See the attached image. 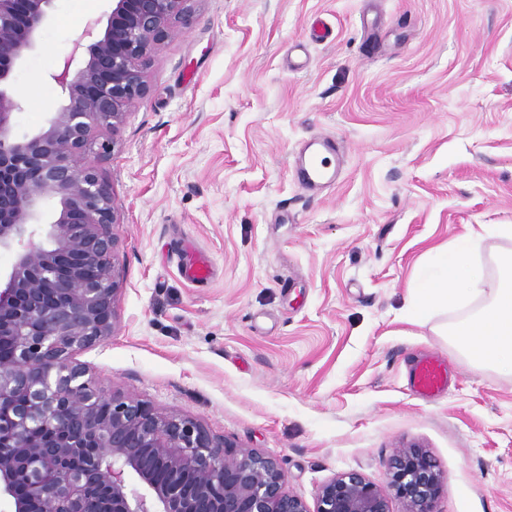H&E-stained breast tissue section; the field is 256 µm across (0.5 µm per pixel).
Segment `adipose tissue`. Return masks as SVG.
I'll use <instances>...</instances> for the list:
<instances>
[{
  "label": "adipose tissue",
  "mask_w": 512,
  "mask_h": 512,
  "mask_svg": "<svg viewBox=\"0 0 512 512\" xmlns=\"http://www.w3.org/2000/svg\"><path fill=\"white\" fill-rule=\"evenodd\" d=\"M509 241L488 282L473 259L485 239ZM439 271L426 275L417 293L422 306H442L455 316L443 330L449 343L472 365L512 374V224H484L438 254Z\"/></svg>",
  "instance_id": "ef3b65f1"
}]
</instances>
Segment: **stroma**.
I'll return each instance as SVG.
<instances>
[{
    "instance_id": "obj_1",
    "label": "stroma",
    "mask_w": 512,
    "mask_h": 512,
    "mask_svg": "<svg viewBox=\"0 0 512 512\" xmlns=\"http://www.w3.org/2000/svg\"><path fill=\"white\" fill-rule=\"evenodd\" d=\"M110 9L56 0L15 73L18 134L59 107L51 73ZM146 81L99 135L124 284L112 336L78 360L278 458L307 503L347 471L387 487L413 444L441 472L434 512H512V375L468 364L413 291L438 248L512 224V0H194ZM319 135L339 177L310 196L295 159ZM188 247L208 283L181 275ZM425 352L451 374L431 401L408 385Z\"/></svg>"
}]
</instances>
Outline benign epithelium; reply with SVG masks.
<instances>
[{
    "instance_id": "benign-epithelium-1",
    "label": "benign epithelium",
    "mask_w": 512,
    "mask_h": 512,
    "mask_svg": "<svg viewBox=\"0 0 512 512\" xmlns=\"http://www.w3.org/2000/svg\"><path fill=\"white\" fill-rule=\"evenodd\" d=\"M54 2L0 0V253L13 256L0 274V499L10 512H392L357 471L321 485L312 511L275 458L109 391L76 360L112 335L124 282L109 145L96 137L146 96L150 58L194 0H112L106 25L89 20L51 74L60 108L19 136L14 74ZM389 487L405 512H434L442 483L408 446Z\"/></svg>"
}]
</instances>
